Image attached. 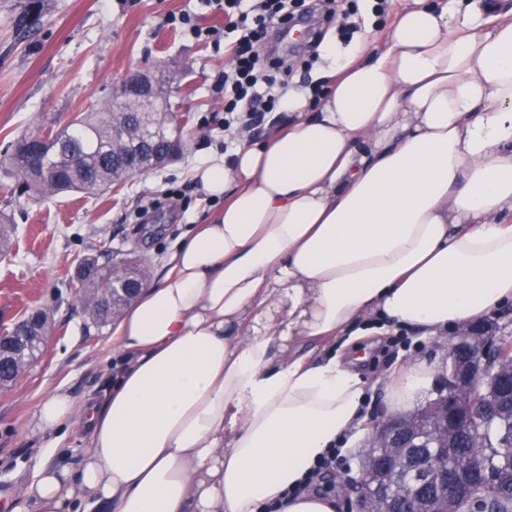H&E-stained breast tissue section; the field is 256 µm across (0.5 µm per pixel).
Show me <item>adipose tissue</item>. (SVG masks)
Masks as SVG:
<instances>
[{"label":"adipose tissue","mask_w":512,"mask_h":512,"mask_svg":"<svg viewBox=\"0 0 512 512\" xmlns=\"http://www.w3.org/2000/svg\"><path fill=\"white\" fill-rule=\"evenodd\" d=\"M288 95L267 139L194 170L224 208L195 225L117 325L104 396L61 390L78 469L40 463L11 512H337L309 470L371 435L361 340L439 337L512 303V0L402 11L383 47ZM432 365L386 381L413 408Z\"/></svg>","instance_id":"ef3b65f1"}]
</instances>
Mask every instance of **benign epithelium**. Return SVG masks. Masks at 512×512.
Returning <instances> with one entry per match:
<instances>
[{"mask_svg":"<svg viewBox=\"0 0 512 512\" xmlns=\"http://www.w3.org/2000/svg\"><path fill=\"white\" fill-rule=\"evenodd\" d=\"M157 87L153 77L134 69L126 72L113 87L112 97H123L141 104L153 99ZM143 287V280L124 272L112 275V294L131 298ZM20 335L7 345L0 338V386L15 382L13 357L32 337L33 325L20 321L15 325ZM442 366L444 394L411 415H397L378 426L374 432L365 465L353 484L356 489L354 512H395L397 504L415 503V512H457V506L478 496L477 475L439 464L429 471L428 489L418 493L407 486H390L388 475L394 470L416 466L410 449L416 447L420 429L417 422L430 426L436 442L434 453L442 457L454 438L468 431L456 415L458 398L463 393L476 397L490 418L500 409L512 408V336L498 334L486 324L462 329L445 352Z\"/></svg>","mask_w":512,"mask_h":512,"instance_id":"7a95c632","label":"benign epithelium"}]
</instances>
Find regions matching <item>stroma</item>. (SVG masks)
<instances>
[{
  "mask_svg": "<svg viewBox=\"0 0 512 512\" xmlns=\"http://www.w3.org/2000/svg\"><path fill=\"white\" fill-rule=\"evenodd\" d=\"M21 0H0V161L21 135L63 124L112 95V84L129 69L161 65L173 79L174 112L186 117L183 145L165 167L129 178L124 186L87 197L58 194L34 200L0 190V211L11 213L14 234L0 257V327L25 310L50 306L53 331L33 365L8 389L0 390V512L39 459L41 447H57L52 463L78 467L82 434L70 427L37 430L36 406L50 391L64 388L75 399L103 393L117 357L111 327L94 325L85 313L78 265L83 258L113 257L149 264L159 279L162 260L192 225L221 207L208 199L193 170L216 152L224 134L204 126L222 112L215 77L229 68L223 48L167 24L170 13H190L204 27H220L222 15L200 0H40L25 30L15 20ZM358 0L363 26L350 44H337L336 57L350 49L382 44L394 15L415 0ZM178 191L176 206L163 204ZM415 338L401 330L368 350L366 405L375 422L388 417L385 382L393 366L419 358L441 364L448 340Z\"/></svg>",
  "mask_w": 512,
  "mask_h": 512,
  "instance_id": "35a3bbf8",
  "label": "stroma"
}]
</instances>
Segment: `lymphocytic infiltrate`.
<instances>
[{"mask_svg": "<svg viewBox=\"0 0 512 512\" xmlns=\"http://www.w3.org/2000/svg\"><path fill=\"white\" fill-rule=\"evenodd\" d=\"M305 0H204L205 7L224 16L223 28L200 27L190 14H172L168 24L197 39L226 43L232 57L230 69L218 77L224 93V129L244 133L254 130L282 100L291 75L281 63L265 54L263 46L273 25L286 24L299 13Z\"/></svg>", "mask_w": 512, "mask_h": 512, "instance_id": "obj_1", "label": "lymphocytic infiltrate"}]
</instances>
